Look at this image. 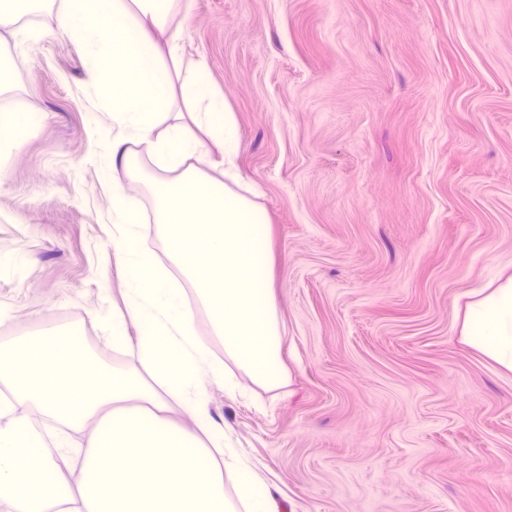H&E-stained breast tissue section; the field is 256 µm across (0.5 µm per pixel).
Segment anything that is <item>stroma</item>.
Wrapping results in <instances>:
<instances>
[{"label": "stroma", "mask_w": 512, "mask_h": 512, "mask_svg": "<svg viewBox=\"0 0 512 512\" xmlns=\"http://www.w3.org/2000/svg\"><path fill=\"white\" fill-rule=\"evenodd\" d=\"M170 33L234 112L269 217L285 380L227 364L224 445L276 512H512V374L461 343L471 292L512 275V0H187ZM41 0L0 30V348L81 336L123 274L105 226L112 119L82 89L96 34Z\"/></svg>", "instance_id": "35a3bbf8"}]
</instances>
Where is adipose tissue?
Listing matches in <instances>:
<instances>
[{
  "label": "adipose tissue",
  "instance_id": "ef3b65f1",
  "mask_svg": "<svg viewBox=\"0 0 512 512\" xmlns=\"http://www.w3.org/2000/svg\"><path fill=\"white\" fill-rule=\"evenodd\" d=\"M180 4L61 0L66 35H101L86 57L90 118L111 116L108 164L146 181L172 262L132 233V209L113 210L107 232L125 290L99 320L113 349L128 354L125 368L80 358L58 333L0 349V512H234L231 488L245 512H273L265 485L224 454L206 399L224 384V365L195 329L204 309L228 358L264 384L283 381L269 219L242 185L237 121L205 94V64L172 75L181 55L166 33ZM180 99L194 103L187 115L175 110ZM215 158L219 179L203 170ZM459 336L512 373V276L472 293ZM22 404L75 441L53 440L17 414ZM174 407L184 422L169 417Z\"/></svg>",
  "mask_w": 512,
  "mask_h": 512
}]
</instances>
